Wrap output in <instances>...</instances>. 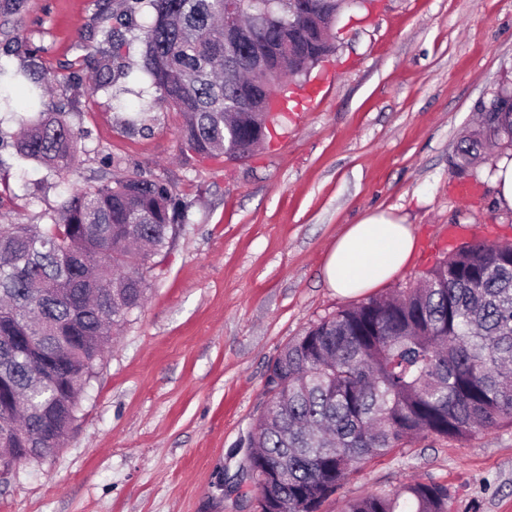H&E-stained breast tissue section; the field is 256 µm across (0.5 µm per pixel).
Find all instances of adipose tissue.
<instances>
[{
  "mask_svg": "<svg viewBox=\"0 0 512 512\" xmlns=\"http://www.w3.org/2000/svg\"><path fill=\"white\" fill-rule=\"evenodd\" d=\"M415 245L408 225L383 211L370 213L337 239L325 278L345 296L377 288L407 265Z\"/></svg>",
  "mask_w": 512,
  "mask_h": 512,
  "instance_id": "adipose-tissue-1",
  "label": "adipose tissue"
}]
</instances>
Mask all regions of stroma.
<instances>
[{
  "label": "stroma",
  "instance_id": "obj_1",
  "mask_svg": "<svg viewBox=\"0 0 512 512\" xmlns=\"http://www.w3.org/2000/svg\"><path fill=\"white\" fill-rule=\"evenodd\" d=\"M96 0H25L0 14V64L28 98L42 71H91L108 44ZM337 50L312 72L315 100L293 103L287 128L238 161L182 153L173 109L150 100L143 45L108 89L53 85L51 102L87 136L73 173L47 177L13 147L19 114L0 112V224H36L69 190L132 170L170 182L191 203L173 244L144 277L128 315L85 386L79 419L41 462L0 476V512H256L244 443L266 403L267 368L311 323L360 303L329 288L337 237L372 211L408 224V265L372 289L416 286L465 240L512 244L486 166L453 173L458 140L480 102L512 84V0H373L336 26ZM334 79H327V72ZM141 115L143 130L127 119ZM475 183V199L455 188ZM447 486L448 512H512V426L469 439L431 437L350 474L320 512L414 482Z\"/></svg>",
  "mask_w": 512,
  "mask_h": 512
}]
</instances>
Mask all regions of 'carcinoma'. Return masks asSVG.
<instances>
[{
	"label": "carcinoma",
	"mask_w": 512,
	"mask_h": 512,
	"mask_svg": "<svg viewBox=\"0 0 512 512\" xmlns=\"http://www.w3.org/2000/svg\"><path fill=\"white\" fill-rule=\"evenodd\" d=\"M147 25L132 22L140 4ZM231 0H122L119 27L105 33L89 81L105 89L119 72L126 34L144 50L140 68L156 96L149 108L183 116L181 151L236 160L246 146L272 140L268 126L287 115L265 112L262 98L287 93L336 52L334 4L246 0L239 12L266 43L294 49L288 69L251 68L263 45L241 42L224 60V13ZM252 109L238 110L242 97ZM38 118L15 143L21 158L53 176L72 170L80 132L31 92ZM512 147V108L482 113L464 135L452 167L484 162L486 146ZM191 203L172 185L134 171L68 193L41 224H0V423L13 419L9 465L44 448L43 415L69 432L85 385L112 331L141 307L143 270L186 223ZM24 402L10 410L11 392ZM267 402L246 445V473L258 512H318L343 479L418 436L473 437L512 425V246L463 242L430 269L420 287L367 300L324 317L289 341L269 365ZM345 512H448V487L415 481L348 501Z\"/></svg>",
	"instance_id": "1"
}]
</instances>
